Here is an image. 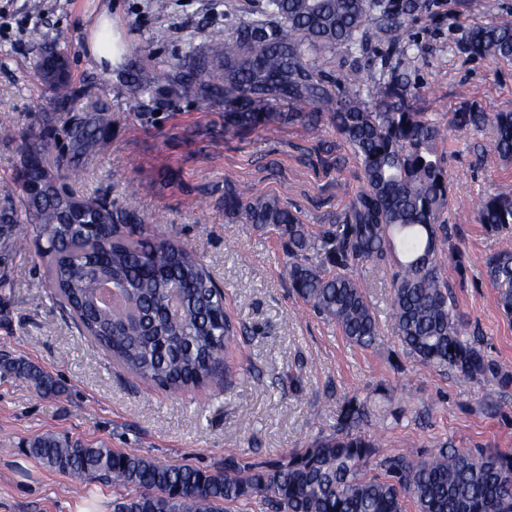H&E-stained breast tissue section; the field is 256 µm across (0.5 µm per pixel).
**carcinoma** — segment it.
Listing matches in <instances>:
<instances>
[{"mask_svg":"<svg viewBox=\"0 0 512 512\" xmlns=\"http://www.w3.org/2000/svg\"><path fill=\"white\" fill-rule=\"evenodd\" d=\"M428 0H265L258 18L192 46L191 82L185 94L224 96V127L272 134L282 125L315 130L324 124L350 149L363 188L336 223L313 230L276 195L254 196L224 187V210L244 216L283 240L294 292L315 313L336 324L360 348H371L381 322L370 308L355 270L390 266L392 304L386 322L406 352L436 368L478 380L490 370L482 350L466 336L447 281L441 276L445 214L454 195L438 143L444 128L411 105L413 93L390 53L410 57L414 41L406 17L428 10ZM378 36L388 53L380 65L332 78L318 69L319 53L340 47L365 53ZM466 49L477 56L512 60V15L468 30ZM40 74L61 101L71 97L68 77ZM464 98L448 117L459 131H493V151L512 159V112L489 114ZM109 147L105 125L78 139ZM18 173L19 206L0 214L8 224H32L45 242L49 287L79 328L136 375L169 390L201 386L220 365L235 336L224 300L199 257L140 223L136 209L88 204L47 172L43 148L28 143ZM51 185V197L32 202L29 183ZM479 222L512 230V184L481 198ZM497 300L512 317V236L488 262ZM125 286V304L100 301V279ZM181 287L179 316L166 313L169 290ZM0 367L27 379L43 395L61 393L50 375L20 360ZM370 411L349 402L336 434L267 466L242 464L202 469L160 462L135 448L114 451L71 443L53 435L32 440L28 452L45 466L81 482L112 480L128 488L113 512H247L259 501L267 512H512V457L442 450L428 460L402 455L379 461L384 474L364 468L376 444L361 434Z\"/></svg>","mask_w":512,"mask_h":512,"instance_id":"1","label":"carcinoma"}]
</instances>
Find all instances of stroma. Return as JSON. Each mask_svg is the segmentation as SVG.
Returning a JSON list of instances; mask_svg holds the SVG:
<instances>
[{"instance_id":"stroma-1","label":"stroma","mask_w":512,"mask_h":512,"mask_svg":"<svg viewBox=\"0 0 512 512\" xmlns=\"http://www.w3.org/2000/svg\"><path fill=\"white\" fill-rule=\"evenodd\" d=\"M0 0V211L18 206L15 180L28 141L45 142L48 163L78 196L122 207L135 201L143 223L160 226L194 251L224 290V310L243 331L225 358L228 374L171 392L127 372L51 298L34 245L0 267V356L21 359L65 388L40 396L22 378L0 372V512H112L123 487L55 472L26 452L40 436L60 434L89 446L136 448L159 461L201 468L225 456L266 465L333 434L348 402L370 410L364 431L381 454L416 461L440 449L512 456V318L496 297L487 260L502 235L478 221L472 204L512 184V161L491 149V131H451L439 149L456 193L441 273L469 336L490 365L471 380L411 357L384 329L373 348L350 344L335 323L297 297L283 244L224 210V186L272 194L316 228L344 212L362 188L360 168L335 130L285 126L233 135L224 102L186 98L179 62L191 44L218 28L259 16L263 0ZM109 11L126 43L118 73L89 55L87 38ZM512 13V0H432L411 21L413 54L402 62L418 88L421 112L447 121L460 88L481 110L512 112V61L463 48L469 28ZM39 28V39L29 31ZM68 60L70 101L44 86L39 64ZM106 123V152L78 147L75 133ZM356 274L379 320L391 308L392 272L366 265Z\"/></svg>"}]
</instances>
